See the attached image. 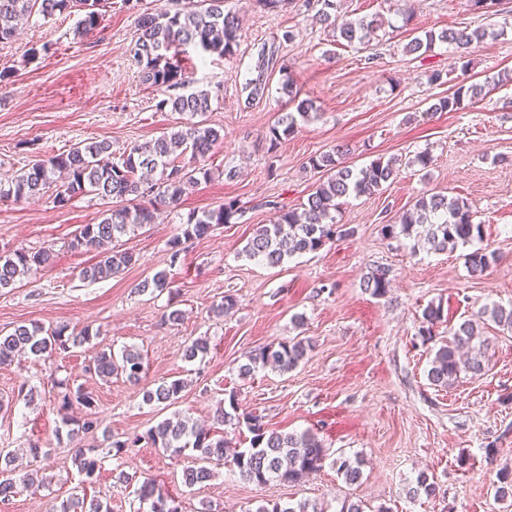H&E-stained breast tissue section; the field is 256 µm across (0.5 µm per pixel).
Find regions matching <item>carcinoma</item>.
I'll return each mask as SVG.
<instances>
[{"label": "carcinoma", "mask_w": 512, "mask_h": 512, "mask_svg": "<svg viewBox=\"0 0 512 512\" xmlns=\"http://www.w3.org/2000/svg\"><path fill=\"white\" fill-rule=\"evenodd\" d=\"M319 6L318 17L322 25L332 32L336 41L352 45L369 44L384 29L383 17L372 14L354 20L339 18L341 0H314ZM104 0H0V43L11 41L19 21L33 14L44 17L82 13L77 30L81 34L93 31L101 17ZM497 0H465L468 10L492 20L496 15ZM487 35L486 30L469 27L448 28L438 32L428 30L413 37L407 44L411 53H427L438 43L452 47L462 60L461 71L468 72L465 58L471 47ZM242 38L238 16L224 10V0H185V5L174 12L139 15L136 39L131 47L142 82L162 94L155 107L159 111L203 115L211 109V97L206 91H189L190 81L178 55L193 47L205 53L233 56ZM274 52L260 50L255 65L256 76L247 80V101L262 97L268 89L270 70L274 69ZM509 80V75L487 77L483 83L460 85L452 93L437 99L429 107L433 112H453L464 99L484 98L486 89ZM281 93L295 110L283 114L278 125L270 129V148L292 136L300 125L320 116L315 101L300 97V90L289 78L281 82ZM220 130L201 121L187 123L176 130L127 148L119 159H112L111 144L106 141L79 142L66 153L41 159L13 176L7 186L0 185V199L22 201L45 195L55 185V176L64 177L55 189L53 203L67 206L75 197L94 194L110 204L95 224H83L69 242L72 249L100 251L101 259L84 269L86 280L110 278L136 263L133 253L114 250L110 245L118 238L148 224L156 223L160 212L175 209L184 195L199 183L211 178L212 171L204 161L222 143ZM349 148L338 145L332 150L309 159V166L324 175L307 201L297 208L277 210L276 220L256 228L244 247L245 256L257 259L268 266L284 264L301 254L313 253L324 248L336 237L349 231L336 224L333 213L338 211L341 200L352 196L372 195L393 182L399 173V159L378 157L369 164L355 168L347 164ZM236 203L230 201L201 214H190L183 236L169 243L170 264L180 260L181 238L201 239L213 227L228 224L237 213ZM391 238L403 236L414 240L413 246L444 252L458 245H468L483 235V226L475 222L472 206L459 198L441 194L421 193L414 203L399 216L396 224L384 226ZM54 255L43 248L30 251L24 248L0 252V289L12 288L23 277L36 273L53 263ZM465 264L471 276L477 278L489 267L487 253L476 249L465 255ZM390 286L388 269L376 266L363 278L361 287L369 294L380 297ZM487 317L495 324L512 329V309L499 305L480 312L479 319H467L459 324L452 338L443 342L431 358L427 378L436 387L453 385L460 374L479 376L485 366L481 352L474 340L479 336V320ZM444 318L442 304H430L423 312V325L419 329L422 340L432 339L434 326ZM89 330L79 336L65 335L63 328H46L40 324L17 325L8 332L0 330V366L10 365L20 354L36 360L67 352L70 347L89 341ZM310 345L302 340L266 345L248 356V362L239 368L243 377L258 369L275 373L294 370L305 358ZM102 381L123 376L137 382L143 371L141 353L125 349L116 355L105 350L99 352L88 365ZM184 389V382L175 379L163 381L146 390L143 401L147 404L174 405ZM61 409L66 411L78 404L88 412L81 429L93 431L98 426L94 417L93 397L78 388L68 389L60 396ZM214 424L230 426L250 434L249 447L233 444L224 433L199 427L190 419L176 413L147 432V439L157 448L174 456H187L191 465L183 470L182 482L192 488L215 476V468L229 464L245 481L265 484L271 480L295 484L319 472L327 457L326 449L315 434L271 430L262 417L238 412L235 393H230L227 403L217 406ZM16 454L12 450L0 451V504H9L21 490L46 480L35 481L31 474L21 473L15 466ZM73 463L80 476L74 491L61 501L56 512H112L111 503L99 497L87 498L86 486L97 483L102 468V458L94 448L78 447ZM336 472L349 484L362 479V460L340 456L333 461ZM138 512H181L177 498L165 492L152 478H144L134 490ZM256 512H323L307 500L296 502H269Z\"/></svg>", "instance_id": "cac0c4a2"}]
</instances>
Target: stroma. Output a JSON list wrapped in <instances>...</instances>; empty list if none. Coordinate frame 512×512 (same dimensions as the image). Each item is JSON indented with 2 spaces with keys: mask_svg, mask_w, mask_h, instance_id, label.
Returning a JSON list of instances; mask_svg holds the SVG:
<instances>
[{
  "mask_svg": "<svg viewBox=\"0 0 512 512\" xmlns=\"http://www.w3.org/2000/svg\"><path fill=\"white\" fill-rule=\"evenodd\" d=\"M243 20L240 46L221 58L190 48L182 64L195 89L212 94L203 120L223 129L224 141L207 159L214 176L189 190L174 211L157 223L121 237L118 246L137 262L116 276L91 282L81 272L99 259L73 250L80 225L98 222L106 208L95 195H81L66 207L50 196L16 202L0 200V249L46 248L52 266L0 290V330L40 323L67 334L90 331L89 343L45 360L23 359L0 366V448L21 452L22 468L49 480L0 506V512H55L79 475L75 447L106 449L111 439L140 436L136 451L106 457L89 495L109 497L113 512H137L139 503L119 472L156 479L177 497L182 512H256L267 502L309 500L325 512L343 501H363L371 512H512V498L496 499L502 472H512V331L486 322L483 376L461 375L441 388L427 378L434 342L448 340L464 320L483 308L512 306V82L456 112L430 106L454 90L460 74L447 45L432 52H407L411 30L458 25L475 29L482 16L464 0H411L413 16L403 22L388 0H343L349 16L380 14L389 21L380 43L342 45L316 21L314 6L291 0L279 12L261 10L255 0H225ZM176 0H107L97 29L76 31L78 14L31 15L16 40L0 43V70H13L0 87V181L39 159L68 151L75 143L107 141L114 154L189 122L188 114L157 111L158 94L140 78L130 48L142 11H172ZM502 34L476 44L470 54L475 81L512 72V0H498ZM295 38L286 42L284 31ZM51 43V54L29 60L32 46ZM278 43L286 76L312 98L318 120L302 126L278 146L269 130L288 105L273 75L263 99L247 102L244 85L262 44ZM441 83L429 82L431 71ZM347 145L350 165L362 167L384 156L408 159L430 152L427 171L402 168L379 193L348 198L336 214L347 237L277 267L247 259L242 250L257 226L274 221L276 206L306 202L320 181L310 157ZM236 169L227 178V169ZM430 190L472 205L483 237L472 247L492 256L483 276L470 277L468 248L435 253L413 248L411 240L390 238L395 223L417 195ZM236 201L240 214L207 237L189 239L177 264L169 262V241L180 235L193 212ZM389 271L385 296L364 292L370 268ZM167 271L168 292L141 291V284ZM235 307L214 316L224 296ZM442 303L444 320L433 343H422L424 309ZM179 310L177 322L166 319ZM210 341L205 358L184 357L195 339ZM294 338L309 342L300 365L283 375L256 371L243 377L248 355ZM139 350L140 384L118 377L103 383L87 370L96 351ZM174 379L185 389L174 408L145 404L144 389ZM92 393L99 420L91 432L72 431L63 415L81 417L82 407L59 409V383ZM32 401L18 399L20 388ZM239 409L261 416L267 427L309 431L333 458L363 461L360 483L348 484L331 461L298 484L257 485L221 466L211 481L186 488L187 457L155 448L145 435L172 413L212 424L229 393ZM46 443L50 454L25 455L30 443ZM437 484L435 495L412 494L419 475Z\"/></svg>",
  "mask_w": 512,
  "mask_h": 512,
  "instance_id": "1",
  "label": "stroma"
}]
</instances>
